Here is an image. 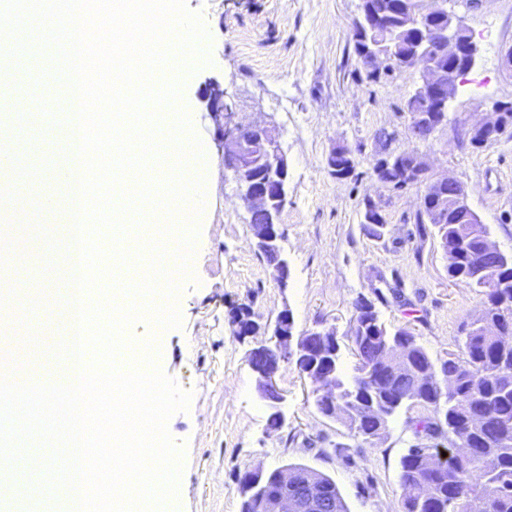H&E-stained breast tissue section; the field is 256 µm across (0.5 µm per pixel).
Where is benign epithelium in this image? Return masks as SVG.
I'll list each match as a JSON object with an SVG mask.
<instances>
[{"instance_id": "7a95c632", "label": "benign epithelium", "mask_w": 512, "mask_h": 512, "mask_svg": "<svg viewBox=\"0 0 512 512\" xmlns=\"http://www.w3.org/2000/svg\"><path fill=\"white\" fill-rule=\"evenodd\" d=\"M448 25L434 30L427 47L405 58L403 69L420 72L419 88L432 97L452 101L457 92L458 79L468 73L476 63L477 44L470 28L454 12H446ZM512 108L495 104L492 110L479 121L467 125L465 135L471 143L484 147L498 142L512 131ZM231 111L224 103V90L214 86L209 94V112L220 115ZM256 134L246 136L235 127L224 129V156L230 162L238 181L240 198L249 213L257 214L268 210L273 203L284 197L283 180L288 173V164L280 151L274 131L267 127L255 128ZM406 155L416 158L415 168L405 172L404 179L409 183L426 180L428 163L426 158L415 150L390 151L376 159V164L384 169L399 165ZM430 188L444 185L453 189V204L468 212L473 220L478 216L468 203L465 187L451 177H441L428 181ZM252 233L257 250L275 258V277H288V262L282 257L280 242L282 233L277 224H253ZM293 321L292 312L285 308L276 318L270 338L253 349L250 365L256 374L257 392L268 402L271 410L280 412V399L269 398L274 391L273 380L285 358L293 357L296 343L288 332V323ZM482 326L486 336H499L505 341L512 340V332L501 330L498 324L484 316L475 319ZM275 348L277 356H268V350ZM280 491L271 499L264 500L265 512H335L336 503L323 494L314 480L302 479V474L286 467L276 472Z\"/></svg>"}]
</instances>
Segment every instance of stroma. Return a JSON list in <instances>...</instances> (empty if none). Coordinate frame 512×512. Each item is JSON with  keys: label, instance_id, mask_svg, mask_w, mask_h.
Here are the masks:
<instances>
[{"label": "stroma", "instance_id": "1", "mask_svg": "<svg viewBox=\"0 0 512 512\" xmlns=\"http://www.w3.org/2000/svg\"><path fill=\"white\" fill-rule=\"evenodd\" d=\"M186 5L204 17L211 63L183 89L206 153L205 208L191 263L195 279L178 299L182 325L165 330L160 345L162 371L192 394L188 410L167 424L170 436L185 446L178 512H240L238 473L288 464L328 475L348 512H398L400 459L416 442L410 422L421 408L402 409L381 439L366 442L344 422L323 416L310 381L286 364L275 384L287 424L272 430L249 364L260 339L238 335V323L250 319L268 329L286 307L297 330L332 327L342 339L362 295L388 325L409 330L433 356L456 350L463 326L480 313L482 297L449 279L448 259L434 231L418 234L423 185L382 188L373 164L392 148L425 154L431 176L463 184L491 239L512 253V134L475 148L463 133L494 103H512V73L500 61L512 48V0H480L474 7L447 0V9L471 29L479 54L448 106L447 125L424 142L413 136L406 108L418 74L397 72L375 82L365 76L352 38L360 0H186ZM7 65L13 95L32 104L43 96L54 112H68L67 96L56 85L37 81L51 66L49 54L34 50ZM213 83L232 104L233 123L273 128L288 162L287 203L278 219L289 270L286 287H279L254 247L250 214L238 198L207 108L206 91ZM384 130L395 134L394 142L380 140ZM5 132L35 145L31 164L39 180L28 199L34 222L47 225L51 236L30 265L40 304L21 292L12 313L39 336L32 358L39 374L52 379L67 368L66 360L51 352L66 338L59 286L66 198L57 178L65 150L59 125L47 119ZM338 144L348 145L357 161L344 179L327 165ZM45 196L53 198V207L41 208ZM368 199L386 218L378 238L363 230Z\"/></svg>", "mask_w": 512, "mask_h": 512}]
</instances>
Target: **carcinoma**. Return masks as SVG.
I'll return each instance as SVG.
<instances>
[{
	"mask_svg": "<svg viewBox=\"0 0 512 512\" xmlns=\"http://www.w3.org/2000/svg\"><path fill=\"white\" fill-rule=\"evenodd\" d=\"M379 10L386 11L397 35L389 43L394 67L399 66L398 57L404 50L421 40L425 28L448 23L444 16H432L421 26L411 27L406 24L404 0H364L363 15L355 24L358 55L366 47L367 21ZM423 199L418 223L433 225L440 243L454 253L448 277L478 289L486 317L512 329V262L482 252L486 225L469 222L461 210L449 213L441 224L433 218L434 194L426 189ZM365 306L363 298L355 301L347 336L356 362L366 367L365 375L349 377L341 361H336L331 377L313 380L317 409L336 405V418L345 420L349 429L361 436L373 427L380 410L395 416L415 404L412 396L423 389L424 379H436L443 398L425 407L428 414L412 421L415 436L435 444H415L401 457L400 512H512V344L481 335L480 327L472 322L458 352L435 361L420 344L405 353L389 342L403 329L391 330L381 316H376L374 325L366 324ZM408 358L416 369L414 377L395 376L380 368L385 362L400 365ZM425 393L429 396L431 390ZM453 435L469 443V455L458 456L451 442L440 447L438 441ZM444 452L447 456L435 475L428 460ZM313 477L336 500L337 512H347L335 482L319 472ZM425 496L428 507L416 510Z\"/></svg>",
	"mask_w": 512,
	"mask_h": 512,
	"instance_id": "cac0c4a2",
	"label": "carcinoma"
}]
</instances>
